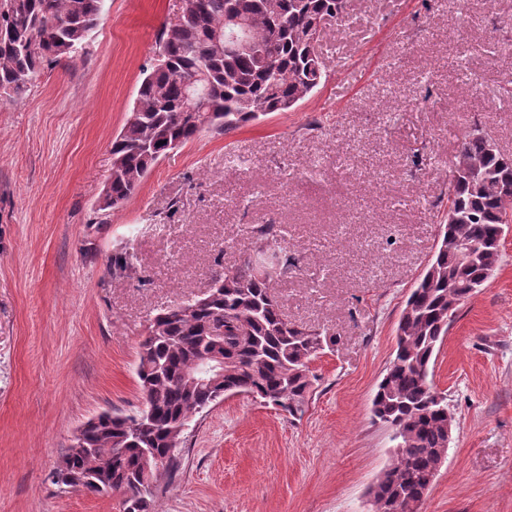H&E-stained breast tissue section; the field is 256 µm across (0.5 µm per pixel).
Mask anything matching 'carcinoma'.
<instances>
[{
	"mask_svg": "<svg viewBox=\"0 0 512 512\" xmlns=\"http://www.w3.org/2000/svg\"><path fill=\"white\" fill-rule=\"evenodd\" d=\"M105 0H0V94L20 97L48 64L65 65L88 43ZM347 0H186L162 28L158 59L143 72L136 117L112 140V174L97 208L100 223L127 201L160 159L209 129L227 134L270 112H287L316 90L325 63L317 32L340 19ZM249 21L250 41L226 52L216 43L226 18ZM40 41L31 51L26 43ZM205 75L200 124L184 119L185 83ZM512 208V156L479 132L461 143L448 179V224L440 246L402 308L394 358L377 385L372 412L391 430L395 451L382 471L372 512H420L448 452V402L430 365L456 307L483 286L501 256V229ZM265 245L231 269H216L204 298L167 306L150 320L137 361L142 395L132 415L103 412L79 446L68 448L54 483L75 492L117 494L123 512H155L160 469L174 467L192 417L232 388L294 416L312 387L309 364L334 342L325 331L284 316L272 292L288 271L274 224ZM471 246L463 254L464 246Z\"/></svg>",
	"mask_w": 512,
	"mask_h": 512,
	"instance_id": "1",
	"label": "carcinoma"
}]
</instances>
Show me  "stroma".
<instances>
[{
    "instance_id": "35a3bbf8",
    "label": "stroma",
    "mask_w": 512,
    "mask_h": 512,
    "mask_svg": "<svg viewBox=\"0 0 512 512\" xmlns=\"http://www.w3.org/2000/svg\"><path fill=\"white\" fill-rule=\"evenodd\" d=\"M181 0H106L82 56L0 97V512H122L60 489L76 429L132 413L144 329L284 226L297 266L274 284L288 321L334 334L293 418L247 395L196 415L159 512H368L389 429L372 415L404 302L438 248L461 141L512 155V0H348L295 108L163 157L98 223L110 144ZM134 255L133 276L110 270ZM430 368L455 418L420 512H512V223Z\"/></svg>"
}]
</instances>
